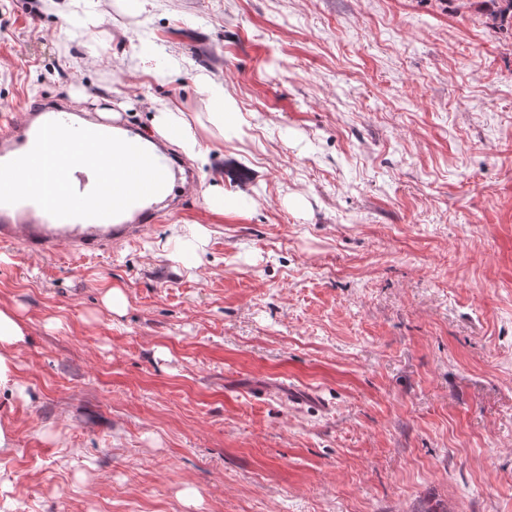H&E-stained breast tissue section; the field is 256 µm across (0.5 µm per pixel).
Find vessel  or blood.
I'll return each mask as SVG.
<instances>
[{
    "instance_id": "1",
    "label": "vessel or blood",
    "mask_w": 512,
    "mask_h": 512,
    "mask_svg": "<svg viewBox=\"0 0 512 512\" xmlns=\"http://www.w3.org/2000/svg\"><path fill=\"white\" fill-rule=\"evenodd\" d=\"M52 120L71 123L69 109L62 102L41 99L28 105L21 120L7 121L0 127V163L29 152L39 128ZM159 218V213L148 206L133 216L125 212L111 218L58 219L31 201L0 204V242L17 243L27 251L49 254L60 242L67 241L74 254H93L106 250L114 240L136 242L148 225Z\"/></svg>"
}]
</instances>
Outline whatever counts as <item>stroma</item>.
Wrapping results in <instances>:
<instances>
[{"label": "stroma", "instance_id": "stroma-1", "mask_svg": "<svg viewBox=\"0 0 512 512\" xmlns=\"http://www.w3.org/2000/svg\"><path fill=\"white\" fill-rule=\"evenodd\" d=\"M66 2L94 25L0 0V120L163 99L198 179L136 243H0V512H512V36L463 0ZM200 89L215 103L216 108L214 112H212V115L217 123L224 124V121L233 117V108L231 104L226 103L224 99V89L220 85L208 78H202ZM153 109L155 129L171 144L180 148L188 156H198V140L183 112L177 107L155 101ZM26 341V329L19 317L0 308V385L12 379L14 361L12 353Z\"/></svg>", "mask_w": 512, "mask_h": 512}]
</instances>
